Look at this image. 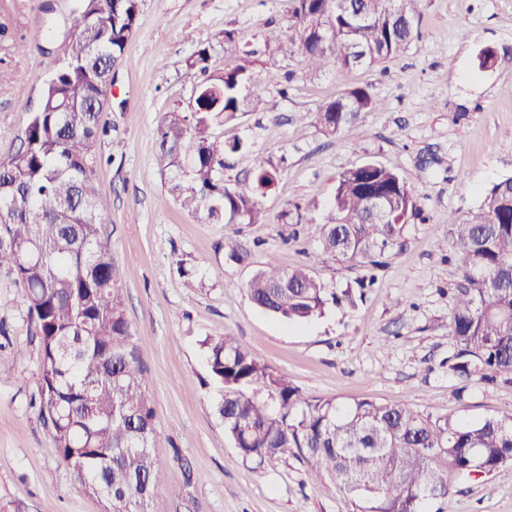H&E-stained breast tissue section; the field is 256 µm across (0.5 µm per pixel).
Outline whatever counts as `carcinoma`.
Segmentation results:
<instances>
[{
	"instance_id": "obj_1",
	"label": "carcinoma",
	"mask_w": 512,
	"mask_h": 512,
	"mask_svg": "<svg viewBox=\"0 0 512 512\" xmlns=\"http://www.w3.org/2000/svg\"><path fill=\"white\" fill-rule=\"evenodd\" d=\"M142 0H77L71 34L58 48L41 103L0 158V269L24 290L40 346L39 415L59 458L90 493L100 488L107 510L167 512L158 502L159 462L150 448L156 429L146 391L143 342L126 318L118 272L102 238L110 207L95 180L96 144L107 133L101 94L136 29ZM421 0H291L288 51L313 70L375 64L412 38ZM330 31L324 41L300 35L310 20ZM224 54L238 64L199 86L222 90L195 112L165 113L157 129L159 163L183 209L262 224L259 201L224 186V159L242 149L209 133L215 114L228 119L256 107L267 84L253 81L231 32ZM369 90L351 89L319 106L326 137L354 135L375 109ZM501 180L459 221L448 217L461 256V277L448 316L457 350L448 373L493 380L512 374V195ZM381 195L391 220L368 217ZM412 192L394 171L339 174L321 222L310 227L325 252L375 263L415 213ZM254 304L294 322L321 317L339 303L304 268L273 264L248 283ZM210 378L224 388L218 413L239 454L264 465L296 451L321 480L342 489L358 512H423L448 500L453 484L480 472L512 471V411L478 420L425 415L405 402L360 401L342 407L303 394L232 336L202 340ZM268 392L275 407L248 390Z\"/></svg>"
}]
</instances>
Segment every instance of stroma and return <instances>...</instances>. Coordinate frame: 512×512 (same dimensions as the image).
<instances>
[{
  "mask_svg": "<svg viewBox=\"0 0 512 512\" xmlns=\"http://www.w3.org/2000/svg\"><path fill=\"white\" fill-rule=\"evenodd\" d=\"M76 0H0V157L18 144L69 33ZM289 0H143L136 30L112 71L97 145L96 177L111 203L102 235L120 274L126 314L145 338L143 363L155 410L157 493L169 512H356L340 489L315 479L297 456L263 466L239 455L217 412L221 388L201 342L232 336L309 397L343 406L408 402L435 417L477 419L512 410V375L493 382L449 375L448 331L460 260L449 216H465L495 182L512 177V0H422L418 28L378 66L308 70L265 47L287 31ZM251 50L252 76L268 83L251 112L213 119L210 132L248 148L227 159V187L256 192L262 224L225 225L191 214L158 163L165 113L188 111L197 85L223 74L224 34ZM491 49L494 63L480 68ZM207 51L206 70L191 67ZM363 87L376 100L357 137H325L318 107ZM278 163L257 192L255 168ZM376 162L412 191L417 215L374 267L324 253L305 229L323 217L338 175ZM192 273L180 275L178 261ZM275 263L307 269L342 294L372 280L364 296L295 323L261 311L247 284ZM0 512H105L57 456L39 418L40 352L22 288L0 271ZM446 512H512V481L457 482Z\"/></svg>",
  "mask_w": 512,
  "mask_h": 512,
  "instance_id": "1",
  "label": "stroma"
}]
</instances>
